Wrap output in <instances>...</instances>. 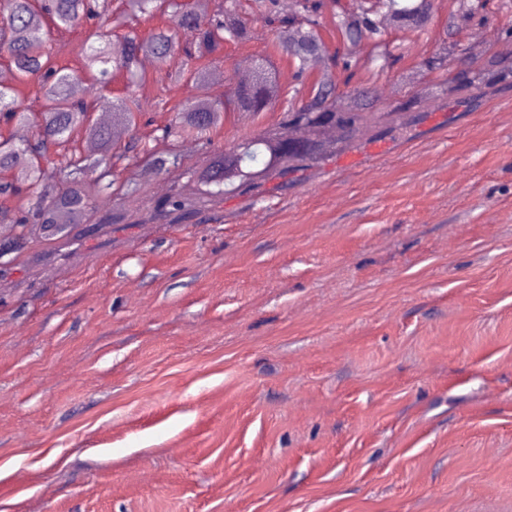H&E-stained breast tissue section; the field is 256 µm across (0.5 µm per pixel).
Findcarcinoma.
Wrapping results in <instances>:
<instances>
[{
	"label": "carcinoma",
	"mask_w": 512,
	"mask_h": 512,
	"mask_svg": "<svg viewBox=\"0 0 512 512\" xmlns=\"http://www.w3.org/2000/svg\"><path fill=\"white\" fill-rule=\"evenodd\" d=\"M126 9L109 16L108 0H0V58L13 70L14 82L0 84V197L22 196L24 207L12 213L0 211V222L13 225L19 248L33 241L29 232L39 230L41 242L69 237L77 225L112 196L135 190L131 179L119 176L147 162L163 172L181 164L168 152H155L136 136L137 116L144 111L139 97L120 100L112 112V125L90 120L92 102L71 94L70 86L88 82L106 90L113 78L121 76L130 86L146 82L140 61L146 56L163 66L179 53L180 76L201 84L204 68L194 66L203 58L218 64L224 45L252 36L249 17L260 18L276 35L278 46L302 76L314 66H323V77L312 83L301 98L288 99L279 120L261 133L244 138L230 147L217 146L207 133L223 124L224 113L259 116L282 102L284 90L274 62L249 63L251 77L236 84L217 101L202 97L175 113L171 121L157 128L156 143L194 135L206 166L194 173L197 181L228 193L258 185L269 176L291 170L298 164L314 165L346 150L362 131L375 123L374 100L363 84H352L362 68H384L390 52L384 36L389 29H424L433 19L432 0H360L356 11L335 14L336 30L347 43L366 40L371 52L360 61L346 53L330 56L321 37L324 11L336 9V0H303L301 13L285 14L278 0H222L212 17L198 14L187 0H125ZM173 13L191 38L177 44L166 29L147 36L138 31L141 18ZM79 25L91 26L95 42L82 45L77 66L59 65L52 59L49 42L54 31ZM456 23L448 19L447 40L425 63L448 93L474 89L494 73L493 67L507 65L512 73V51L490 56L474 65L463 56L453 38ZM461 67L453 70L448 62ZM340 66L341 82L347 90L337 94L329 88L330 69ZM32 80L39 85L38 108L21 96L18 87ZM36 128V138L17 142L11 135L15 126ZM63 151L68 180L58 188L47 183L46 163L50 151ZM104 166L97 183L88 185L81 173L89 166Z\"/></svg>",
	"instance_id": "obj_1"
}]
</instances>
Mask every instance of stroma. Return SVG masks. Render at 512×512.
Here are the masks:
<instances>
[{
  "instance_id": "stroma-1",
  "label": "stroma",
  "mask_w": 512,
  "mask_h": 512,
  "mask_svg": "<svg viewBox=\"0 0 512 512\" xmlns=\"http://www.w3.org/2000/svg\"><path fill=\"white\" fill-rule=\"evenodd\" d=\"M451 5L386 35L371 84L400 129L161 213L201 162L184 136L181 169L139 168L67 245L0 258V512H512V77L399 90ZM253 28L206 86L146 67L143 141L254 57L294 95ZM509 28L487 0L457 39L481 61Z\"/></svg>"
}]
</instances>
